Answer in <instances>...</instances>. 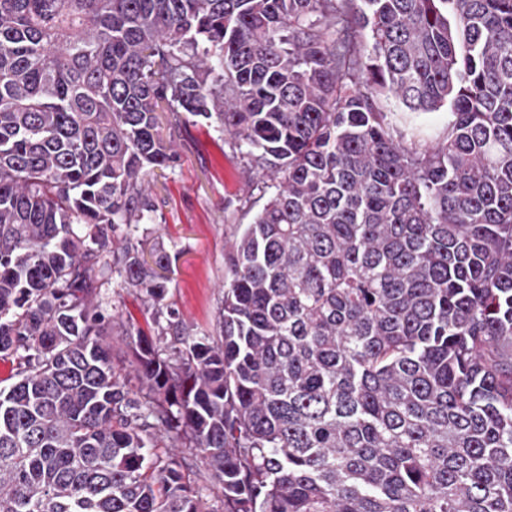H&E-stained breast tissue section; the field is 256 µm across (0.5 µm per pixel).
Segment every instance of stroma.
I'll use <instances>...</instances> for the list:
<instances>
[{"label": "stroma", "mask_w": 512, "mask_h": 512, "mask_svg": "<svg viewBox=\"0 0 512 512\" xmlns=\"http://www.w3.org/2000/svg\"><path fill=\"white\" fill-rule=\"evenodd\" d=\"M166 138L177 160L164 177L151 182L154 221L140 225L132 244L148 261L158 251L169 255L167 304L185 324L210 332L224 296L230 236L235 225L252 219L241 204L246 178L238 153L226 147L214 129L173 124ZM99 281L101 307L113 319L112 354L120 364L126 356L129 324L149 328L151 316L143 310L138 289L124 286L108 270Z\"/></svg>", "instance_id": "35a3bbf8"}]
</instances>
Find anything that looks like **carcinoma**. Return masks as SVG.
<instances>
[{"label":"carcinoma","mask_w":512,"mask_h":512,"mask_svg":"<svg viewBox=\"0 0 512 512\" xmlns=\"http://www.w3.org/2000/svg\"><path fill=\"white\" fill-rule=\"evenodd\" d=\"M183 113L261 204L200 336L131 245ZM0 359V512H512V0H0ZM100 287L99 300L101 307L107 316L112 318V330L109 338L112 341V354L114 361L120 367L125 364L126 342L129 340L126 331L129 330L128 318L132 316L134 323L147 330L152 327L150 313L143 310L139 290L124 287L121 278L112 270H105L103 275H98ZM178 459L183 463V473L189 476L195 486L203 488V494H207L211 504L216 505L218 497H221V489L212 479H210L204 470L199 459L186 448H176Z\"/></svg>","instance_id":"obj_1"}]
</instances>
